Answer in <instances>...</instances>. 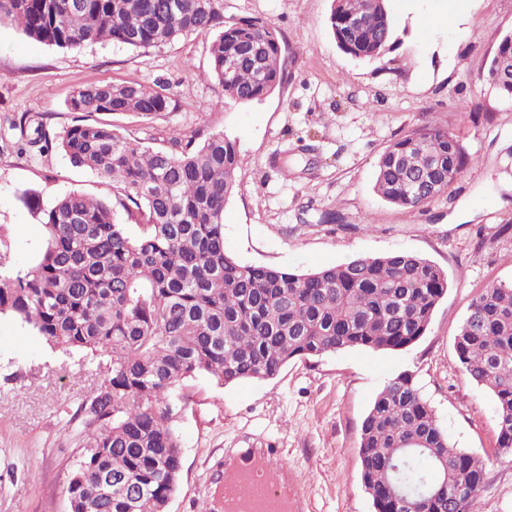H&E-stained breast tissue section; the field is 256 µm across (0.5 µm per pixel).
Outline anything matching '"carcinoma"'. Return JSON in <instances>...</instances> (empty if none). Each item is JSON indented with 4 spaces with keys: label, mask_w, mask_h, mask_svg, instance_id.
<instances>
[{
    "label": "carcinoma",
    "mask_w": 512,
    "mask_h": 512,
    "mask_svg": "<svg viewBox=\"0 0 512 512\" xmlns=\"http://www.w3.org/2000/svg\"><path fill=\"white\" fill-rule=\"evenodd\" d=\"M0 0V19L64 49L112 42L130 48L214 32L211 73L224 97L259 102L284 79L276 29L258 18L224 19V0ZM326 24L337 46L381 60L395 23L387 0H332ZM512 99V34L484 74ZM74 112L151 117L175 109L164 85L85 86ZM18 150L56 148L112 186V199L78 192L43 210L46 246L25 270L0 263V314L46 341L85 353L103 373L78 411L87 433L67 493L71 512H165L182 449L171 422L181 382L203 373L220 385L273 378L294 359L353 348L401 350L428 330L448 290L435 263L396 251L308 272L243 265L224 251V206L247 164L222 132L201 143L141 145L108 123L81 121L50 139L42 123H19ZM447 129L424 125L393 141L377 161L376 194L418 210L448 193L472 165ZM465 373L491 392L498 448L512 453V282L485 289L455 338ZM361 479L375 512H471L484 463L451 446L412 377L390 379L360 429ZM112 477V489L102 479ZM407 496L392 497L390 484Z\"/></svg>",
    "instance_id": "1"
}]
</instances>
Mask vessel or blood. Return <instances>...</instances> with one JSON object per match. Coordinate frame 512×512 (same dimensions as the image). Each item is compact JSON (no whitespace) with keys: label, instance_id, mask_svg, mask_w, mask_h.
I'll list each match as a JSON object with an SVG mask.
<instances>
[{"label":"vessel or blood","instance_id":"obj_1","mask_svg":"<svg viewBox=\"0 0 512 512\" xmlns=\"http://www.w3.org/2000/svg\"><path fill=\"white\" fill-rule=\"evenodd\" d=\"M261 470L271 476L265 485L250 475ZM302 497L292 470L272 448H235L224 457V503L204 500L203 512H275L287 504L288 512H299Z\"/></svg>","mask_w":512,"mask_h":512}]
</instances>
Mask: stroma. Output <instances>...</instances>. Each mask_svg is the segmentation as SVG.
Returning <instances> with one entry per match:
<instances>
[{
    "label": "stroma",
    "mask_w": 512,
    "mask_h": 512,
    "mask_svg": "<svg viewBox=\"0 0 512 512\" xmlns=\"http://www.w3.org/2000/svg\"><path fill=\"white\" fill-rule=\"evenodd\" d=\"M330 5L224 0L225 17L271 23L284 48L283 84L251 104L226 99L210 78V32L158 47L68 50L0 21V239L14 268L27 269L46 244L43 209L69 191L112 194L59 150L20 153L12 125L21 115L58 133L77 118L68 101L80 87L169 86L174 111L100 120L153 148L219 131L236 139L249 164L224 208V249L239 262L308 271L406 251L441 267L448 291L425 336L406 349L337 351L226 387L206 375L185 379L172 423L183 467L167 512H200L222 490L225 449L251 447L279 449L305 512H374L360 478V427L376 394L403 373L449 443L484 462L473 512H512V455L497 447L495 400L464 373L454 347L472 298L512 281V102L481 78L512 32V0H391L395 42L381 64L338 49ZM451 10L456 34L442 24ZM428 123L480 163L423 211L393 206L374 191L377 160ZM329 211L338 221L322 222ZM102 380L82 353L0 317V512H70L66 487L83 455L76 410Z\"/></svg>",
    "instance_id": "stroma-1"
}]
</instances>
